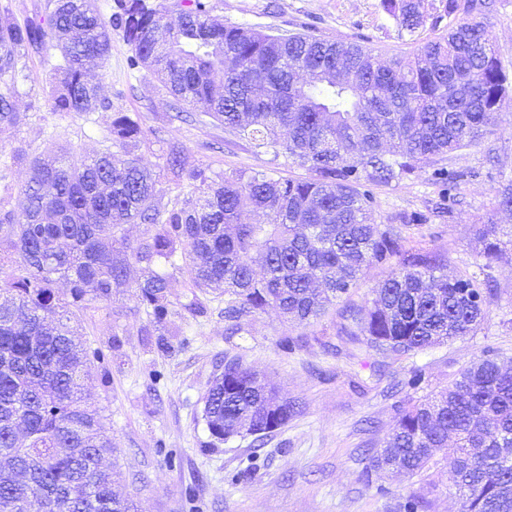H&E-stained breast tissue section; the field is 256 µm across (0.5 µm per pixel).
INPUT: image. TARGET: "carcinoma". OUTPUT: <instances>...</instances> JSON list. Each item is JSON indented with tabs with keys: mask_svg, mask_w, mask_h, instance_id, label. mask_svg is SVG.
<instances>
[{
	"mask_svg": "<svg viewBox=\"0 0 512 512\" xmlns=\"http://www.w3.org/2000/svg\"><path fill=\"white\" fill-rule=\"evenodd\" d=\"M465 17L419 45L409 58L379 63L357 42L309 32L269 33L212 16L211 0H182L178 26L150 0H115L106 16L95 0H47L19 24L0 18V125L20 127L19 63L28 53L59 52L51 110L81 115L112 109L99 73L112 31L131 46V69L149 68L171 97L176 118L224 124L258 153L304 168L300 179L268 171L222 175L185 170L171 147L163 169L187 182L183 198L163 201L153 170L136 155L146 136L126 112L112 115V147L94 156L50 150L26 162V206L0 199V512H135L113 489L105 457L114 453L101 417L84 396L88 353L76 312L112 301L136 282L137 302L162 325L170 313L166 274L154 266L181 256L192 299L224 297L226 334L267 309L298 325L324 316L363 270L393 261L375 299L347 303L342 332L367 347L408 355L475 331L491 289L468 274L448 275L445 256L403 245L404 224L372 218L373 188L412 176L419 165L480 143L500 122L512 85L497 57L483 0H441ZM402 32L425 23L423 0H381ZM462 175L433 179L451 194ZM152 224L135 247L123 226ZM483 256L512 257L493 216L478 229ZM63 279L69 298L58 295ZM298 414L295 405L234 359L208 389L203 417L220 440L248 420L261 438ZM438 448L448 450V481L460 512H512V369L492 358L470 363L448 388L401 410L372 463L422 476Z\"/></svg>",
	"mask_w": 512,
	"mask_h": 512,
	"instance_id": "carcinoma-1",
	"label": "carcinoma"
}]
</instances>
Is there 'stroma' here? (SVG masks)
<instances>
[{
	"label": "stroma",
	"mask_w": 512,
	"mask_h": 512,
	"mask_svg": "<svg viewBox=\"0 0 512 512\" xmlns=\"http://www.w3.org/2000/svg\"><path fill=\"white\" fill-rule=\"evenodd\" d=\"M215 16L227 24L260 30H301L311 23L319 35L364 41L380 60L411 56L416 44L446 33L447 21L425 23L415 36L401 34L381 0H213ZM502 66L512 77V0H491L485 14ZM131 48L121 32L103 71L111 111L68 115L51 111L46 90L51 70L43 57L24 60L18 84L26 125L0 127V197L22 209L23 165L9 164L15 148L36 155L51 147L95 154L110 146L114 112L137 118L146 133L140 155L159 167L170 145L181 147L186 169L218 173L274 170L290 178L305 169L286 159L257 155L222 125L169 120L170 98L156 74L128 66ZM446 167L465 175L459 203L449 216L404 229L406 248L445 254L450 272L489 283L485 315L470 336L415 354H380L339 335L341 319L329 311L310 325L284 320L269 309L243 322L235 336L224 333V301L199 298L186 306V274L163 265L172 306L166 325L139 308L132 288H121L111 303L80 311V338L89 354L86 381L115 448V481L120 493L142 512H397L399 501L429 502V512H459L443 454L426 479L391 475L371 464L399 410L408 402L448 387L471 361L490 354L512 368V261L487 263L477 230L494 216L512 238V211L496 207V191L512 182V126L495 129L479 145L448 155ZM428 161L407 180L376 188L373 218L387 224L403 213L427 212L439 200ZM171 334L170 350L159 335ZM274 385L302 410L288 425L266 435L216 441L203 419L204 397L225 358ZM418 387H409L413 374Z\"/></svg>",
	"instance_id": "stroma-1"
}]
</instances>
